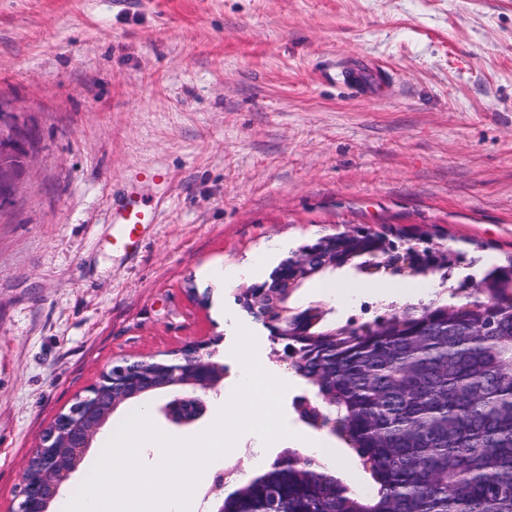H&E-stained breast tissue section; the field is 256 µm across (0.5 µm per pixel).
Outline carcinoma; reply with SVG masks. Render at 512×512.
<instances>
[{
	"label": "carcinoma",
	"mask_w": 512,
	"mask_h": 512,
	"mask_svg": "<svg viewBox=\"0 0 512 512\" xmlns=\"http://www.w3.org/2000/svg\"><path fill=\"white\" fill-rule=\"evenodd\" d=\"M380 235L346 238L328 269L381 266ZM480 295L406 303L373 323L336 326L316 307L279 325L298 350L295 373L336 434L369 466L376 490L353 491L309 456L289 450L255 478H234L233 506L258 488L276 512H512V257L465 276Z\"/></svg>",
	"instance_id": "obj_1"
}]
</instances>
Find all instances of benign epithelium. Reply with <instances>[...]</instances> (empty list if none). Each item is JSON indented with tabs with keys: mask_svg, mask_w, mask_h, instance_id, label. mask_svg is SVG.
<instances>
[{
	"mask_svg": "<svg viewBox=\"0 0 512 512\" xmlns=\"http://www.w3.org/2000/svg\"><path fill=\"white\" fill-rule=\"evenodd\" d=\"M273 292L254 284L249 288L250 303L244 308L256 310L271 298ZM209 344L199 342L185 346L176 362L165 373L148 370L149 360H123L103 373L92 385L87 395L79 398L68 412L59 415L44 431L38 450L39 464L47 472L40 480L30 478L25 470L22 486L17 496L16 508L12 512H51L53 501L60 494L63 484L77 468L91 448L112 413L121 404L144 398L159 389L182 388V393L167 403L166 415L171 420L183 423L194 421V415L206 409V398L217 379L223 376V368L212 361L213 353L206 351ZM193 364V372L185 374V364ZM301 408L307 411L306 422L317 430L335 431V424L312 406L306 398ZM224 477H218L207 491L211 499L212 512H232L228 508L231 494L225 492Z\"/></svg>",
	"mask_w": 512,
	"mask_h": 512,
	"instance_id": "1",
	"label": "benign epithelium"
}]
</instances>
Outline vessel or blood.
<instances>
[{
	"mask_svg": "<svg viewBox=\"0 0 512 512\" xmlns=\"http://www.w3.org/2000/svg\"><path fill=\"white\" fill-rule=\"evenodd\" d=\"M165 180L161 170L149 169L123 187L118 201L112 205L113 250L135 254L137 243L168 202L166 196L157 192Z\"/></svg>",
	"mask_w": 512,
	"mask_h": 512,
	"instance_id": "obj_1",
	"label": "vessel or blood"
}]
</instances>
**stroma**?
I'll list each match as a JSON object with an SVG mask.
<instances>
[{
    "label": "stroma",
    "mask_w": 512,
    "mask_h": 512,
    "mask_svg": "<svg viewBox=\"0 0 512 512\" xmlns=\"http://www.w3.org/2000/svg\"><path fill=\"white\" fill-rule=\"evenodd\" d=\"M367 64L381 97L338 79ZM0 103L36 131L0 208V512L118 361L213 338L228 388L243 329L288 372L236 297L300 246L426 239L456 282L512 255V0H0ZM150 167L169 204L130 258L112 196ZM423 283L347 267L297 298L362 323Z\"/></svg>",
    "instance_id": "stroma-1"
}]
</instances>
